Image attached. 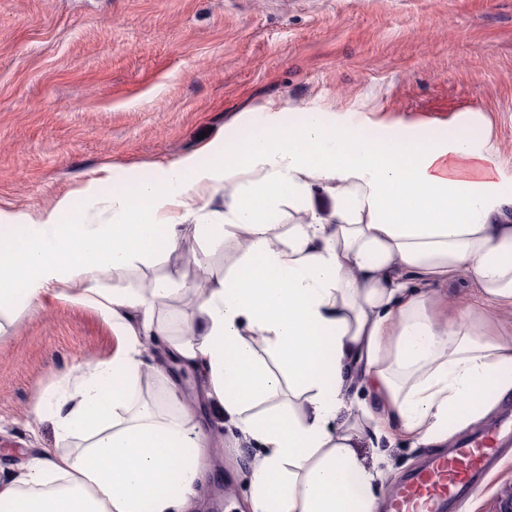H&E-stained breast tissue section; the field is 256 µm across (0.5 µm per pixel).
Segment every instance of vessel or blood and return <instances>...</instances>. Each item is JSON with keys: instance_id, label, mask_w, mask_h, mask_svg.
<instances>
[{"instance_id": "vessel-or-blood-1", "label": "vessel or blood", "mask_w": 512, "mask_h": 512, "mask_svg": "<svg viewBox=\"0 0 512 512\" xmlns=\"http://www.w3.org/2000/svg\"><path fill=\"white\" fill-rule=\"evenodd\" d=\"M512 444V409L505 410L483 429L461 440L457 447L437 454L411 474L390 496L387 512H451L470 497L481 477Z\"/></svg>"}]
</instances>
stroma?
I'll return each instance as SVG.
<instances>
[{
	"instance_id": "35a3bbf8",
	"label": "stroma",
	"mask_w": 512,
	"mask_h": 512,
	"mask_svg": "<svg viewBox=\"0 0 512 512\" xmlns=\"http://www.w3.org/2000/svg\"><path fill=\"white\" fill-rule=\"evenodd\" d=\"M271 103L290 110L398 116L444 123L468 111L492 125L493 156L512 189V0H0V209L39 212L97 177L106 164L147 175L208 143L249 132ZM183 264L160 257L107 274L109 288L169 275L181 291L158 309L169 328L151 353L196 316L195 285L225 271L242 243L202 241L185 228ZM475 335L512 341V312L493 311L475 280L448 283ZM0 333V472L59 447L32 406L117 340L95 310L58 300L16 303ZM210 441L203 500L242 512L256 450L205 400L200 373H180ZM343 416L361 463L378 473L375 512L431 449L397 435L374 438L363 411L374 398L354 383ZM512 484V451L463 512H493Z\"/></svg>"
}]
</instances>
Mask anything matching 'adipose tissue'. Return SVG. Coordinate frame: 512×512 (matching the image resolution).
<instances>
[{"label":"adipose tissue","mask_w":512,"mask_h":512,"mask_svg":"<svg viewBox=\"0 0 512 512\" xmlns=\"http://www.w3.org/2000/svg\"><path fill=\"white\" fill-rule=\"evenodd\" d=\"M491 138L479 112L438 127L272 103L250 133L148 176L106 166L38 214L0 210V309L67 299L118 338L112 358L33 406L68 446L0 479V512H198L207 435L168 370L143 357V337L167 333L157 309L174 281L101 285L177 252L188 224L247 245L224 276L204 277L198 317L169 347L258 450L248 512H373L376 476L350 426H331L349 381L376 393L374 437L424 445L512 397V343L476 337L437 292L465 268L485 299L512 306V195L487 164ZM286 206L300 219L279 244ZM147 369L164 407L138 392ZM285 392L291 405L278 403Z\"/></svg>","instance_id":"obj_1"}]
</instances>
